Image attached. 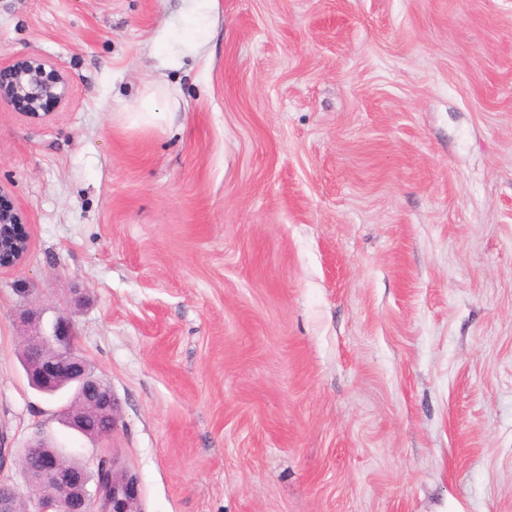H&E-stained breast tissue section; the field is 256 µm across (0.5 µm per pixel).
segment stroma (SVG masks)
I'll return each mask as SVG.
<instances>
[{
  "label": "stroma",
  "mask_w": 512,
  "mask_h": 512,
  "mask_svg": "<svg viewBox=\"0 0 512 512\" xmlns=\"http://www.w3.org/2000/svg\"><path fill=\"white\" fill-rule=\"evenodd\" d=\"M27 55L70 93L0 105V480L40 431L142 512H512V0H0ZM28 301L110 438L29 387ZM161 93V89L156 88L142 98L134 112H130L133 116L132 124L151 126L166 121L167 112L157 106V98ZM28 251L23 217L0 188V268L20 266ZM17 319L27 343L22 367L29 386L53 395L65 388L75 391L77 401L60 406L63 424L87 438H110L121 418L119 400L91 363L79 355L71 322L62 315L44 322L41 312L26 308Z\"/></svg>",
  "instance_id": "obj_1"
}]
</instances>
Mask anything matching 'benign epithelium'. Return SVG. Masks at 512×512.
<instances>
[{
    "mask_svg": "<svg viewBox=\"0 0 512 512\" xmlns=\"http://www.w3.org/2000/svg\"><path fill=\"white\" fill-rule=\"evenodd\" d=\"M69 91L66 75L39 56H23L0 67V103L21 109L31 119L46 116L44 104L63 102ZM29 251L22 215L0 191V268L20 266ZM18 322L27 343L22 367L30 387L56 394L67 388L77 401L60 406L63 424L95 440L116 430L121 408L112 387L79 355L71 322L58 315L46 322L43 314L23 309ZM22 456L30 512H142L138 481L116 465L92 476L87 466L70 462L41 432L35 433Z\"/></svg>",
    "mask_w": 512,
    "mask_h": 512,
    "instance_id": "1",
    "label": "benign epithelium"
}]
</instances>
